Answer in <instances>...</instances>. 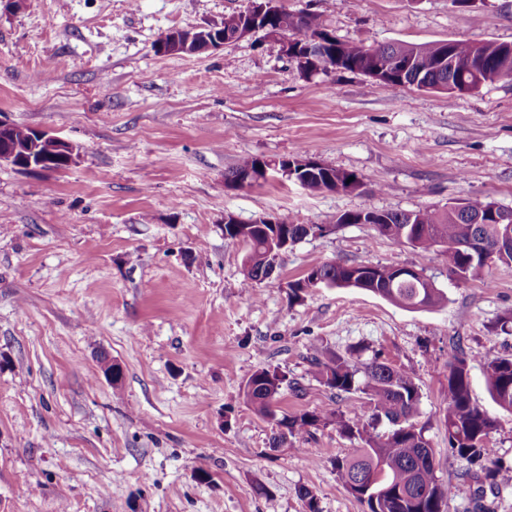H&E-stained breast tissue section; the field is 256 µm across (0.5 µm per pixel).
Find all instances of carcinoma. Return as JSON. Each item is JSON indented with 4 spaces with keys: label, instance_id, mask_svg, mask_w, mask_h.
Segmentation results:
<instances>
[{
    "label": "carcinoma",
    "instance_id": "1",
    "mask_svg": "<svg viewBox=\"0 0 512 512\" xmlns=\"http://www.w3.org/2000/svg\"><path fill=\"white\" fill-rule=\"evenodd\" d=\"M295 43L307 45L318 34L327 38V45L312 54L315 74L328 75L340 68L365 73L372 58L383 61L414 60L406 74L396 70L393 78L382 83L387 87L403 79L407 85L444 87L450 98L455 92L457 74L478 67L485 80L502 75L512 77V43L497 41L444 40L420 44L394 42L373 49L354 42L342 41L325 32L316 15L304 11H288L276 7L270 20ZM451 49L454 63L439 65L445 49ZM341 64H336V57ZM257 158L244 157L224 174L231 186L237 177L255 167ZM301 185L313 192L330 190L326 175L313 173L301 179ZM462 208L445 210L366 211L376 219V231L385 238L411 245L422 255L436 254L444 259L448 275L463 282L490 281L493 263L512 265V246L504 239L503 224H473L471 216L486 214L488 200L464 198ZM316 224L252 225V241L247 245L242 273L256 281L277 258L288 252L281 243L269 244L271 236L287 237L295 244L313 235ZM494 255L493 263L484 254ZM316 273L338 288H359L404 309L422 305L431 310L448 302L446 294L436 285L396 276L395 266L373 263L326 262ZM311 277L302 276L288 283L295 300L312 292ZM313 377L333 392L334 397L361 393L366 396L372 414L365 416L351 405L347 411L337 407L303 411L293 415L278 414L276 404L286 376L262 368L244 387V399L259 415L276 426L270 447L279 448L290 439L309 434L327 425L349 439L360 441L354 455L332 460L339 480L346 490L366 506V512H443L448 498L466 495L475 503L477 512H485L480 503L483 484L493 487L512 482V469L492 462L482 463L481 449L485 440L497 430L498 420L475 404L471 397L469 365L465 352L455 347L448 357V388L445 394L443 425L448 432V447L460 458L478 465L466 474L463 482L443 483L436 473L435 451L417 426L420 392L411 371L394 367L375 355L361 360V350L352 349L345 356L324 355L314 347L310 358ZM486 383L494 402L512 412V356H487L484 359Z\"/></svg>",
    "mask_w": 512,
    "mask_h": 512
}]
</instances>
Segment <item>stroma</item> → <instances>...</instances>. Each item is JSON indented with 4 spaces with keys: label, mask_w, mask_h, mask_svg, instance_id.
<instances>
[{
    "label": "stroma",
    "mask_w": 512,
    "mask_h": 512,
    "mask_svg": "<svg viewBox=\"0 0 512 512\" xmlns=\"http://www.w3.org/2000/svg\"><path fill=\"white\" fill-rule=\"evenodd\" d=\"M248 0H27L0 10V117L65 138L62 170L0 163V512H365L331 457L359 442L326 426L271 450L272 424L243 388L259 369L289 381L295 414L331 406L309 373L312 345L363 348L410 369L417 423L438 477L462 480L442 424L448 354L468 357L473 401L499 421L484 458L512 467V414L483 360L511 356L512 266L459 282L444 260L348 224L298 242L280 284L242 274L241 222L334 224L348 211L443 210L481 196L512 208V80L455 99L385 88L360 73L304 75L275 38L158 55L159 36L221 20ZM337 37L512 43V0H278ZM313 157L356 173L354 192H312L280 173L244 188L246 156ZM330 261L419 266L448 302L408 311L356 288L289 302L287 284ZM108 355L119 386L101 373ZM299 382L302 393L291 390ZM266 492L256 495L255 484ZM257 162V157H244L240 160V162L233 167L232 169L228 170L224 174V181L228 186H231L236 183L237 177L248 170L249 168H254L255 164ZM262 179L258 175L253 174V172L250 170L247 175H243V177L236 183L237 188H245L249 185H252L253 183L257 182L258 180Z\"/></svg>",
    "instance_id": "35a3bbf8"
}]
</instances>
